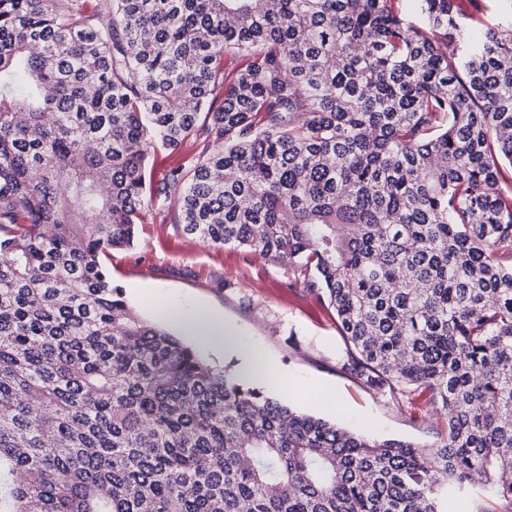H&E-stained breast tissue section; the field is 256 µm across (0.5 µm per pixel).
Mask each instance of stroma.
I'll return each mask as SVG.
<instances>
[{
    "mask_svg": "<svg viewBox=\"0 0 512 512\" xmlns=\"http://www.w3.org/2000/svg\"><path fill=\"white\" fill-rule=\"evenodd\" d=\"M105 264L112 285L132 311L157 321L156 306L176 301L223 315L244 350L260 352L292 387H270L290 405L376 439H402L431 453L443 414L398 407L387 389L347 366L336 315L288 275L287 266L251 252L206 245L173 225H140L133 248L113 251Z\"/></svg>",
    "mask_w": 512,
    "mask_h": 512,
    "instance_id": "1",
    "label": "stroma"
}]
</instances>
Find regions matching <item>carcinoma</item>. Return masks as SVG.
Listing matches in <instances>:
<instances>
[{"label": "carcinoma", "mask_w": 512, "mask_h": 512, "mask_svg": "<svg viewBox=\"0 0 512 512\" xmlns=\"http://www.w3.org/2000/svg\"><path fill=\"white\" fill-rule=\"evenodd\" d=\"M393 2L0 0V512L512 504V22ZM149 218L286 263L348 364L444 413L434 453L132 316L102 256ZM453 495L456 497L452 505L461 512H476L481 506L487 507L492 503L497 507L498 512H506L509 506L502 500L497 499L493 490L483 486H468L460 490H455Z\"/></svg>", "instance_id": "cac0c4a2"}]
</instances>
